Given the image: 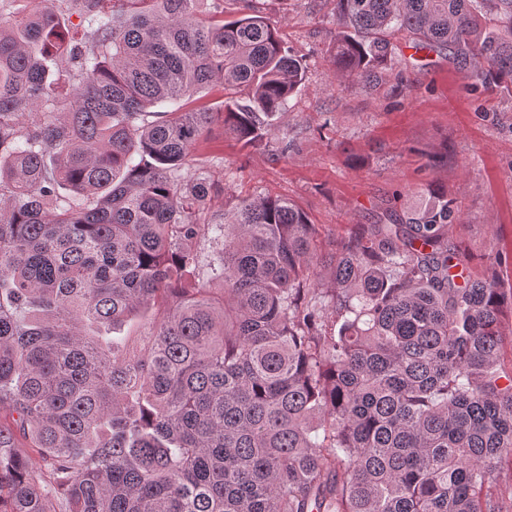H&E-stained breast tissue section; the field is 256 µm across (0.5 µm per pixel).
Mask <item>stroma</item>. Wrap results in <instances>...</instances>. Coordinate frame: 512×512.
<instances>
[{
	"label": "stroma",
	"instance_id": "stroma-1",
	"mask_svg": "<svg viewBox=\"0 0 512 512\" xmlns=\"http://www.w3.org/2000/svg\"><path fill=\"white\" fill-rule=\"evenodd\" d=\"M306 80L275 119L266 147L246 149L212 126L184 169L206 178L200 222L220 224L245 199L290 200L319 229L322 250L353 224L417 205L435 184L460 219L448 241L465 274L483 276L496 253H512V93L476 89L468 70L432 53L361 89L338 82L329 61L333 0H259Z\"/></svg>",
	"mask_w": 512,
	"mask_h": 512
}]
</instances>
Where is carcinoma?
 Masks as SVG:
<instances>
[{"instance_id": "cac0c4a2", "label": "carcinoma", "mask_w": 512, "mask_h": 512, "mask_svg": "<svg viewBox=\"0 0 512 512\" xmlns=\"http://www.w3.org/2000/svg\"><path fill=\"white\" fill-rule=\"evenodd\" d=\"M18 2L0 0V512H504L507 258L457 281L448 192L330 253L278 197L201 224L212 185L181 180L198 144L218 122L267 144L305 80L275 26L252 0L231 20ZM401 47L512 89V0H336L337 80L367 85ZM214 83L223 110L185 108ZM147 313L141 350L86 331ZM195 249L201 256L204 264L216 261L224 250V238L210 234L208 237L198 240Z\"/></svg>"}]
</instances>
